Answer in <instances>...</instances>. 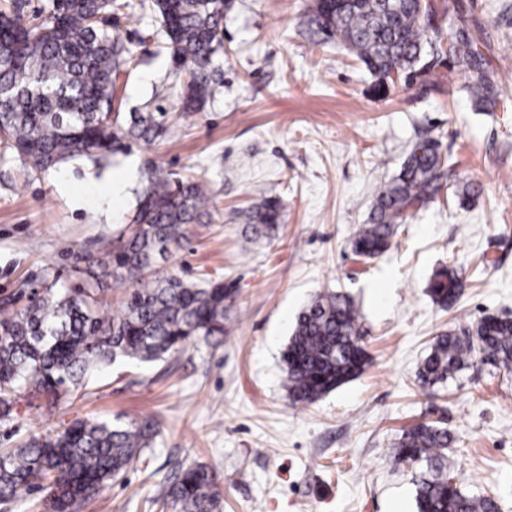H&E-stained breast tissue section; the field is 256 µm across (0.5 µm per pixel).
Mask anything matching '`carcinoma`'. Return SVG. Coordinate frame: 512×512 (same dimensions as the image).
<instances>
[{
  "instance_id": "1",
  "label": "carcinoma",
  "mask_w": 512,
  "mask_h": 512,
  "mask_svg": "<svg viewBox=\"0 0 512 512\" xmlns=\"http://www.w3.org/2000/svg\"><path fill=\"white\" fill-rule=\"evenodd\" d=\"M228 0H150L168 37V49L189 73L185 109L209 94L206 71L222 48ZM117 0H61L34 24L16 10L0 11V137L31 169L42 172L87 156L102 159L124 140H148L167 132L152 112L112 111L113 75L133 50L102 29ZM307 24L321 41L335 40L365 64L376 93L398 86L438 88V68L464 75L457 92L476 111L489 112L503 95L490 67L481 24L463 11L444 33L431 0H310ZM447 160L441 143L426 139L410 149L399 173L379 186L369 222L352 241L353 253L375 258L389 250L409 212L428 204L444 186ZM207 189L199 181L153 171L129 224L99 254L86 260L127 281L120 311L103 309L101 288L45 287L37 300L0 314V419L10 415L24 389L46 395L51 406L86 387L92 373L119 362L165 359L202 339L224 342V319L234 291L224 282L201 285L171 275L155 276L157 260L172 255L203 215ZM278 201L261 197L248 225L260 235L278 227ZM460 285L452 271L431 280L434 301L446 306ZM360 315L347 295H317L297 315L282 353L284 389L292 404H310L358 377L368 364L360 345ZM512 368V319L484 317L472 332L436 338L418 380L432 389L448 382L478 352ZM156 435L146 423L86 417L55 435L33 434L18 448L0 450V503L39 492L44 512H78L139 459ZM448 428L422 422L403 433L393 455L413 472L418 512H498L487 496L466 494L448 468ZM218 476L189 467L167 497L180 512H216Z\"/></svg>"
}]
</instances>
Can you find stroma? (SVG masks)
Instances as JSON below:
<instances>
[{"label": "stroma", "instance_id": "1", "mask_svg": "<svg viewBox=\"0 0 512 512\" xmlns=\"http://www.w3.org/2000/svg\"><path fill=\"white\" fill-rule=\"evenodd\" d=\"M129 2L106 25L134 50L113 105L167 113L168 131L46 173L0 140V308H22L27 292L50 283L90 280L83 252L128 223L157 169L209 188L200 223L156 272L235 289L224 342L98 370L55 408L17 392L0 448L86 416L156 424L150 448L79 512H175L158 499L198 464L219 476L220 512H417L411 473L391 450L404 431L440 420L454 437L448 463L462 489L512 512V371L476 358L445 385L417 380L436 336L488 315L512 319V0H435L442 10L463 6L488 32L490 61L507 81V104L492 112L418 85L377 97L356 57L311 36L308 0H231L210 67L217 91L187 112L186 75L161 20ZM426 137L448 160L446 186L383 256H356L351 242L375 186ZM129 170L125 193L112 198L113 179ZM467 185L475 194L463 195ZM261 194L280 201L283 220L257 239L245 213ZM441 270L462 283L445 308L428 290ZM329 291L349 294L360 313L369 364L294 405L282 353L298 312Z\"/></svg>", "mask_w": 512, "mask_h": 512}]
</instances>
